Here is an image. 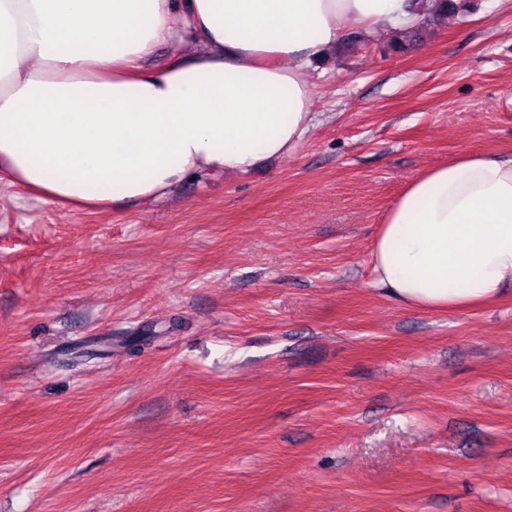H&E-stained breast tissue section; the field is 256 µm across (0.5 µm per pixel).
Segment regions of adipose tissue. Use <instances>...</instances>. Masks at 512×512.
<instances>
[{
    "instance_id": "adipose-tissue-1",
    "label": "adipose tissue",
    "mask_w": 512,
    "mask_h": 512,
    "mask_svg": "<svg viewBox=\"0 0 512 512\" xmlns=\"http://www.w3.org/2000/svg\"><path fill=\"white\" fill-rule=\"evenodd\" d=\"M408 0H0V175L75 209L245 175L308 133L313 59L348 25L419 23ZM162 43L175 52L144 68ZM423 311L512 296V155L459 152L411 179L370 253Z\"/></svg>"
}]
</instances>
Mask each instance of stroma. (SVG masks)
I'll use <instances>...</instances> for the list:
<instances>
[{
  "mask_svg": "<svg viewBox=\"0 0 512 512\" xmlns=\"http://www.w3.org/2000/svg\"><path fill=\"white\" fill-rule=\"evenodd\" d=\"M467 5L401 52L348 26L246 175L102 211L0 181V512H512V297L415 311L370 262L412 178L512 154V0Z\"/></svg>",
  "mask_w": 512,
  "mask_h": 512,
  "instance_id": "35a3bbf8",
  "label": "stroma"
}]
</instances>
